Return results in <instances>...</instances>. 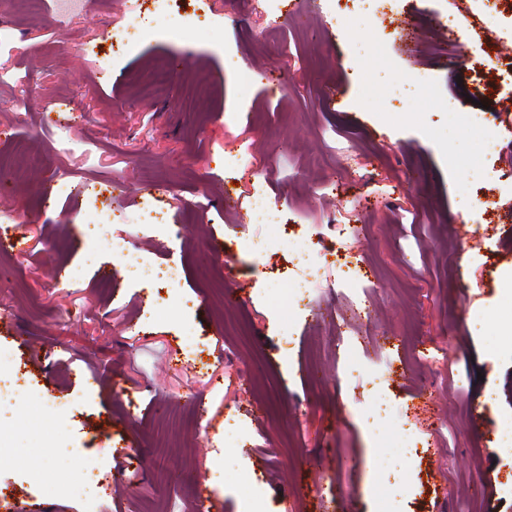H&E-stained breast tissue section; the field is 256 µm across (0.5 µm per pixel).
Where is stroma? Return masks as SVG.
Instances as JSON below:
<instances>
[{
	"mask_svg": "<svg viewBox=\"0 0 512 512\" xmlns=\"http://www.w3.org/2000/svg\"><path fill=\"white\" fill-rule=\"evenodd\" d=\"M172 6L192 18L181 37L118 48L113 31L151 20L150 0H84L62 33L56 2L0 0V205L15 215L0 238L25 244L0 249V378L23 373L28 392L0 395V512H85L62 483L74 460L100 470L97 512H241L243 473L263 512H512L498 428L512 417V85L456 68L432 25L455 14L482 57L468 0H370L342 22L338 0ZM177 58L167 94L149 95L145 75ZM478 101L498 132L489 158L463 119ZM471 157L484 177L465 208ZM91 188L107 233L181 264L175 291L155 299L93 250ZM258 189L279 203L278 237L324 240L365 288L345 293L324 267L287 321L274 301L298 285L292 254L242 248L268 235ZM147 206L177 213L180 236L142 226ZM46 435L60 453L32 483L10 458Z\"/></svg>",
	"mask_w": 512,
	"mask_h": 512,
	"instance_id": "35a3bbf8",
	"label": "stroma"
}]
</instances>
